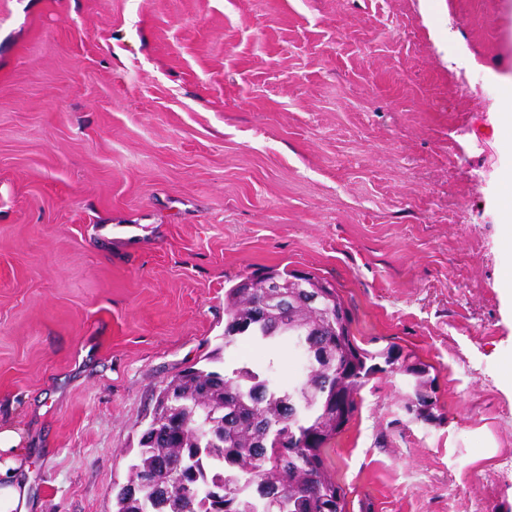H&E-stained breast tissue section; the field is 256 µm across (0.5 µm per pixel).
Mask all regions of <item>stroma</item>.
I'll use <instances>...</instances> for the list:
<instances>
[{
    "label": "stroma",
    "mask_w": 512,
    "mask_h": 512,
    "mask_svg": "<svg viewBox=\"0 0 512 512\" xmlns=\"http://www.w3.org/2000/svg\"><path fill=\"white\" fill-rule=\"evenodd\" d=\"M509 78L512 0H0V422L28 512H114L161 387L265 268L433 367V421L407 376L361 390L327 452L347 512H512ZM221 363L303 377L289 346ZM507 90L503 93L498 103L495 114V122L498 126L502 139L512 151V81H506ZM498 209L502 226L505 228L503 244L509 251L512 250V166L497 173Z\"/></svg>",
    "instance_id": "1"
}]
</instances>
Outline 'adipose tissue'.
I'll use <instances>...</instances> for the list:
<instances>
[{"label":"adipose tissue","instance_id":"obj_1","mask_svg":"<svg viewBox=\"0 0 512 512\" xmlns=\"http://www.w3.org/2000/svg\"><path fill=\"white\" fill-rule=\"evenodd\" d=\"M27 454L21 430L0 426V512H27V488L18 480Z\"/></svg>","mask_w":512,"mask_h":512}]
</instances>
